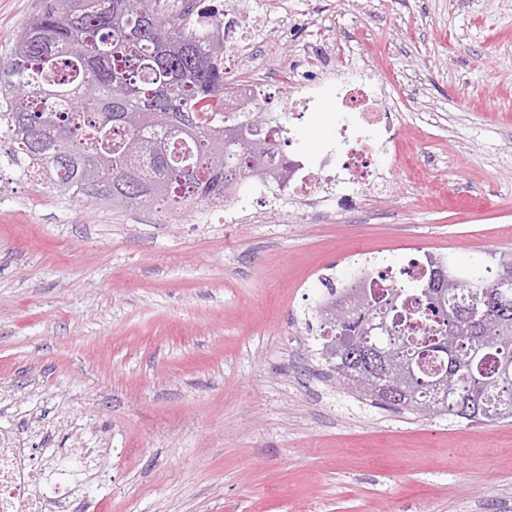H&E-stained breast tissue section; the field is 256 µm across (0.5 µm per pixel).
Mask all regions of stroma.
<instances>
[{
  "instance_id": "stroma-1",
  "label": "stroma",
  "mask_w": 512,
  "mask_h": 512,
  "mask_svg": "<svg viewBox=\"0 0 512 512\" xmlns=\"http://www.w3.org/2000/svg\"><path fill=\"white\" fill-rule=\"evenodd\" d=\"M257 58L352 48L401 148L325 222L248 193L261 223L194 207L65 205L0 157V441L91 449L74 512H512V419L358 401L308 330L322 282L426 254L512 251V0H240ZM44 0H0V53ZM337 71L289 152L333 140Z\"/></svg>"
}]
</instances>
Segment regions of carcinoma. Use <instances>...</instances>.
Here are the masks:
<instances>
[{
  "instance_id": "carcinoma-1",
  "label": "carcinoma",
  "mask_w": 512,
  "mask_h": 512,
  "mask_svg": "<svg viewBox=\"0 0 512 512\" xmlns=\"http://www.w3.org/2000/svg\"><path fill=\"white\" fill-rule=\"evenodd\" d=\"M169 12L161 0H46L43 10L15 34L0 56V123L11 133L8 161L36 167L41 183L60 195L137 206L150 194L178 210L221 203L246 183L264 184L263 158L273 148L278 121L252 131L251 122L216 125L209 113L224 105L233 87L224 77V37L193 20L196 0ZM496 269H474L445 288L426 293L427 260L407 283L370 285L373 271L360 267L329 280L316 305L322 356L336 380L361 399L422 416H448L493 425L512 418V384L502 373L512 359V252L492 256ZM368 288L371 302L341 319L329 311L337 291ZM465 301L448 320L437 310ZM389 312L396 348L418 361L420 378L441 377L462 364L451 393L421 390L384 398L362 389L354 369L333 362L336 336H369L382 344L377 313ZM484 387L481 406L467 409L472 384Z\"/></svg>"
}]
</instances>
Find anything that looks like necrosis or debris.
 Wrapping results in <instances>:
<instances>
[{
  "mask_svg": "<svg viewBox=\"0 0 512 512\" xmlns=\"http://www.w3.org/2000/svg\"><path fill=\"white\" fill-rule=\"evenodd\" d=\"M254 24L236 0H225L224 46L238 60L252 54ZM333 64V54L317 58L305 44H294L287 71L299 88L297 106L309 108L322 96L320 76L330 72ZM337 99L341 121L334 142L313 152L279 154L272 163L286 173L284 190L310 213L327 220L337 210L330 186L343 184L355 192L376 184L381 178L373 162L376 134H386L391 143L400 137L390 111L379 106L375 87L362 81L342 82L337 86ZM77 471L74 461L36 467L24 449L0 444V512H69Z\"/></svg>",
  "mask_w": 512,
  "mask_h": 512,
  "instance_id": "necrosis-or-debris-1",
  "label": "necrosis or debris"
}]
</instances>
